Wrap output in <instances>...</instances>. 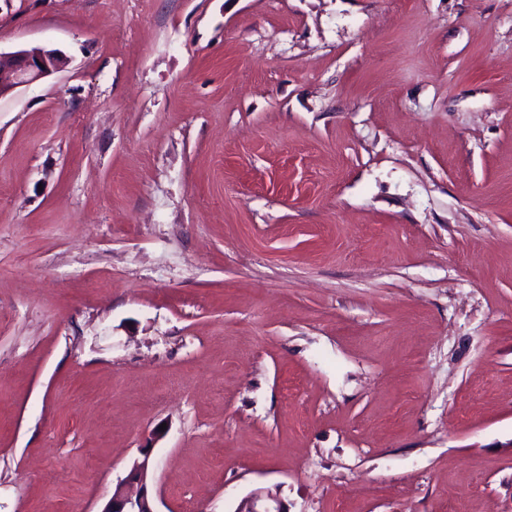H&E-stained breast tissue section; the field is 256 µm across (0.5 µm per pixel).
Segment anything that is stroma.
<instances>
[{
  "label": "stroma",
  "mask_w": 512,
  "mask_h": 512,
  "mask_svg": "<svg viewBox=\"0 0 512 512\" xmlns=\"http://www.w3.org/2000/svg\"><path fill=\"white\" fill-rule=\"evenodd\" d=\"M0 512H512V0H0ZM62 53L50 50H0V98L15 89L32 85L65 65ZM149 471V455L143 454L142 459H135L128 475L121 479L106 503L102 512H155L147 492V478ZM139 486L135 496L128 488ZM235 512H289L288 505L275 489L261 488L245 496Z\"/></svg>",
  "instance_id": "1"
}]
</instances>
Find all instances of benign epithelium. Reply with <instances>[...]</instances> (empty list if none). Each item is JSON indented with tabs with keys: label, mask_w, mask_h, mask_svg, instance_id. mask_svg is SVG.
<instances>
[{
	"label": "benign epithelium",
	"mask_w": 512,
	"mask_h": 512,
	"mask_svg": "<svg viewBox=\"0 0 512 512\" xmlns=\"http://www.w3.org/2000/svg\"><path fill=\"white\" fill-rule=\"evenodd\" d=\"M64 65L65 58L55 49L0 51V98L42 80ZM148 471L149 455L145 453L133 461L102 512H155L147 492ZM234 512H288V505L278 491L261 488L245 496Z\"/></svg>",
	"instance_id": "7a95c632"
}]
</instances>
